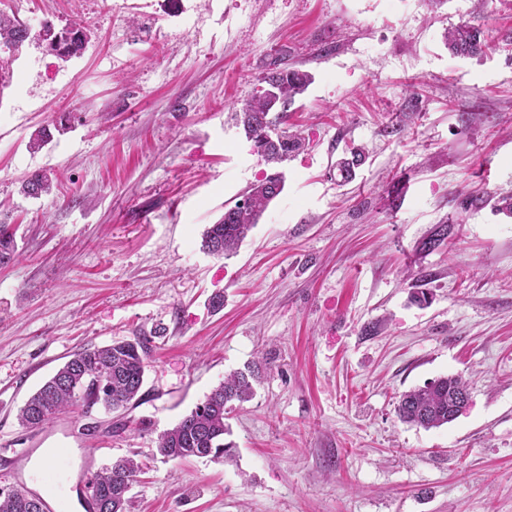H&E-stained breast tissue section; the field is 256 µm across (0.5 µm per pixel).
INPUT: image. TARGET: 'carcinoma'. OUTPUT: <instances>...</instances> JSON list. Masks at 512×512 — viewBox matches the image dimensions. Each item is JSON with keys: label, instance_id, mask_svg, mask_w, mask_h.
<instances>
[{"label": "carcinoma", "instance_id": "obj_1", "mask_svg": "<svg viewBox=\"0 0 512 512\" xmlns=\"http://www.w3.org/2000/svg\"><path fill=\"white\" fill-rule=\"evenodd\" d=\"M45 43L47 50L66 62L82 55L88 43L84 27L72 21L61 29L44 26L38 34L15 15L0 12V51L14 55L30 38ZM445 39L450 50L460 56H478L487 43L480 25L462 23L448 30ZM312 82V75L288 65L286 57L275 56L266 63L259 88L237 115L245 136L256 144L268 132L286 123L288 104L302 95ZM273 83L278 94L271 95L264 85ZM65 131L63 126L41 127L28 147L36 151L53 138L52 130ZM304 140L282 130L268 143L258 160L276 166L303 150ZM284 188L281 174L265 177L252 184L244 194V204H234L224 211L216 223L203 234L201 247L206 253L228 257L235 253L249 232L259 223L269 204ZM22 193L28 197L50 196L53 179L47 172L34 173L22 182ZM16 244L8 225L0 224V265L15 258ZM152 340L137 334L129 340L115 341L105 346L84 348L70 355L57 372L32 394L21 407L18 420L24 428H39L70 407L83 403L86 409L100 405L108 412L125 409L137 397L144 383ZM259 371H234L224 377L205 400L172 428L158 438L157 452L165 459L191 457H228L231 445L224 443L228 432L226 407L248 402L254 396L253 382ZM470 396L468 383L460 375L440 377L400 396L396 407L398 419L406 424L432 429L455 420V399ZM140 466L134 460L122 458L112 462L97 474L94 487L96 512H127V485L136 481ZM40 497L21 491L0 494V512H42L37 508Z\"/></svg>", "mask_w": 512, "mask_h": 512}]
</instances>
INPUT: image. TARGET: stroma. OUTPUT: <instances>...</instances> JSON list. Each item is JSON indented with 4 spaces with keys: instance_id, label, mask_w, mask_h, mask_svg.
<instances>
[{
    "instance_id": "obj_1",
    "label": "stroma",
    "mask_w": 512,
    "mask_h": 512,
    "mask_svg": "<svg viewBox=\"0 0 512 512\" xmlns=\"http://www.w3.org/2000/svg\"><path fill=\"white\" fill-rule=\"evenodd\" d=\"M31 32L76 20L67 62L34 39L0 90V448H63L78 474L130 457L127 512H512V0H7ZM481 23L486 54L447 28ZM313 82L288 108L306 140L284 189L224 258L205 228L268 172L234 120L264 61ZM68 125L39 152L38 127ZM364 147L355 177L335 164ZM60 176L54 197L21 182ZM476 204H466L468 196ZM451 244L423 247L438 225ZM223 291L224 307L208 299ZM164 326L127 409L42 428L19 408L73 352ZM267 359L231 412L232 460H165L156 440ZM471 383L425 430L399 396ZM22 193L28 197L50 196L53 192V179L50 173H34L22 182Z\"/></svg>"
}]
</instances>
